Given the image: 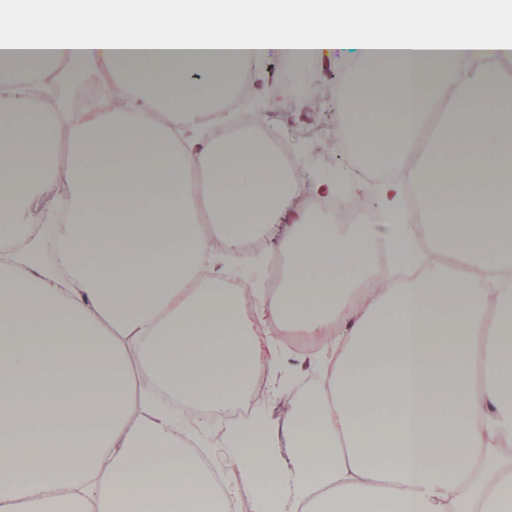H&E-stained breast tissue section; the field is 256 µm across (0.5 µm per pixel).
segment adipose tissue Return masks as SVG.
I'll return each instance as SVG.
<instances>
[{
	"instance_id": "obj_1",
	"label": "adipose tissue",
	"mask_w": 512,
	"mask_h": 512,
	"mask_svg": "<svg viewBox=\"0 0 512 512\" xmlns=\"http://www.w3.org/2000/svg\"><path fill=\"white\" fill-rule=\"evenodd\" d=\"M347 38L362 60L348 94L373 115L357 140L403 170L379 187V224L311 221L266 142L224 140V86L247 79L244 60L302 70ZM510 56L512 0L0 9L15 75L0 80V512H225L168 403L223 422L227 398L277 361L241 322L222 256L272 224L288 265L257 317L323 348L300 359L320 377L296 402L290 464L263 417L224 432L255 512L285 494L297 512H512ZM66 62L115 74L127 106L43 102ZM55 184L70 217L49 255L30 229ZM380 252L401 274L382 287ZM138 369L152 384L134 425Z\"/></svg>"
}]
</instances>
